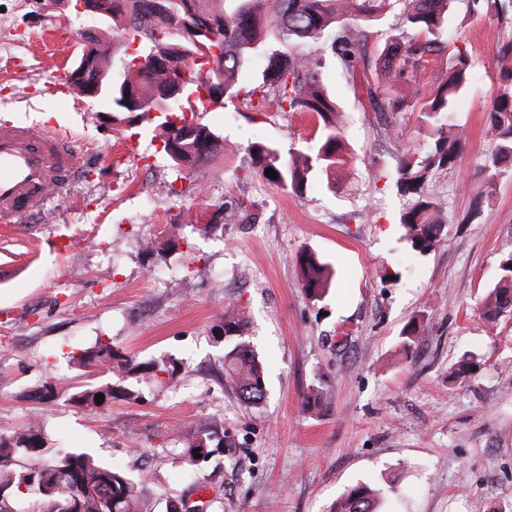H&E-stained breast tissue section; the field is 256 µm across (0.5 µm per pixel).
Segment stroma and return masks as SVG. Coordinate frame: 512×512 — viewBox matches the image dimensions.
Here are the masks:
<instances>
[{"mask_svg":"<svg viewBox=\"0 0 512 512\" xmlns=\"http://www.w3.org/2000/svg\"><path fill=\"white\" fill-rule=\"evenodd\" d=\"M97 27L74 11L53 17L41 0H0V115L61 125L85 159L43 214L0 224V434L34 422L55 446L145 470L142 497L154 512L193 483L176 453L211 415L232 441L207 471L223 512H329L360 483L380 489V512H512V313L489 320L477 305L512 251V175L497 179L474 223L463 221L492 149L495 52L512 26L458 12L440 35L467 50L474 78L453 113L462 159L428 186L445 229L425 255L404 238L396 187L401 157L429 142L418 115L371 113L363 81L323 45L301 49L324 59L348 165L315 175L301 198L268 183L248 146L304 148L309 120L233 101L201 115L223 136L220 149L179 181V195H158L170 162L153 122L113 126L110 102L64 84L80 34ZM222 204L246 208L250 223L205 234L183 220L184 209L209 216ZM306 247L335 270L318 301L295 263ZM229 297L266 365L257 408L216 378L224 345L213 328ZM414 320L422 336L406 352ZM102 341L137 362L175 356L188 376L123 380L76 362ZM466 354L476 373L451 378ZM49 377L57 393L43 400ZM110 385L112 400L98 407L71 401Z\"/></svg>","mask_w":512,"mask_h":512,"instance_id":"obj_1","label":"stroma"}]
</instances>
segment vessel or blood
Instances as JSON below:
<instances>
[{
  "instance_id": "1",
  "label": "vessel or blood",
  "mask_w": 512,
  "mask_h": 512,
  "mask_svg": "<svg viewBox=\"0 0 512 512\" xmlns=\"http://www.w3.org/2000/svg\"><path fill=\"white\" fill-rule=\"evenodd\" d=\"M57 127L36 131L0 122V223L15 224L26 212L40 208L50 182L79 170L83 157L63 149Z\"/></svg>"
}]
</instances>
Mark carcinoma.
Returning a JSON list of instances; mask_svg holds the SVG:
<instances>
[{
    "label": "carcinoma",
    "mask_w": 512,
    "mask_h": 512,
    "mask_svg": "<svg viewBox=\"0 0 512 512\" xmlns=\"http://www.w3.org/2000/svg\"><path fill=\"white\" fill-rule=\"evenodd\" d=\"M464 2L470 17L512 20V0H399L400 22L390 27L385 47L375 64L377 86L367 87L373 111L417 110L420 125L431 140L427 150L404 155L398 165L397 186L407 198L401 224L411 249L421 255L440 242L444 225L437 203L425 194L428 181L440 170L461 161L463 143L450 120L455 99L471 82L467 55L458 53L429 97L419 99L418 71L434 54L447 48L439 35L448 13ZM112 30L120 38L109 41L103 33L85 34L74 66L86 67L85 83L94 86L90 99L112 102L119 117L158 112L163 151L175 169V179L199 169L218 148L222 136L200 122L195 107L205 101L239 100L255 112L306 115L312 125L309 145L284 156L276 145L255 142L248 147L252 168L300 198L315 172L329 174L348 163L343 129L336 124V103L323 86L322 59L295 50L306 42L325 41L345 72L354 77L366 71L369 27L387 14L394 0H109ZM137 44L129 53L130 44ZM220 50L214 54L212 48ZM256 58L262 67L251 72ZM501 83L487 112V132L493 144L483 166L486 189L512 166V42L497 51ZM395 88L391 98L382 87ZM302 286L321 299L330 285L331 265L310 249L296 256ZM499 282L480 298L489 318L512 309V251L499 262ZM224 341L222 378L247 405L266 397L263 365L248 340V322L237 304L224 308L219 326ZM80 363H96L122 375L137 370L164 374L168 380L187 373L173 358L134 362L103 345ZM112 399L114 389L88 387L72 401L97 405L96 395ZM224 425L212 417L194 425L178 453L195 474L224 448ZM202 455L198 459L195 454ZM143 478L116 470L85 451L53 449L39 426L31 424L10 435H0V512H12L4 492H26L32 512H142ZM378 497L366 485L350 489L336 501L334 512H376Z\"/></svg>",
    "instance_id": "obj_1"
}]
</instances>
